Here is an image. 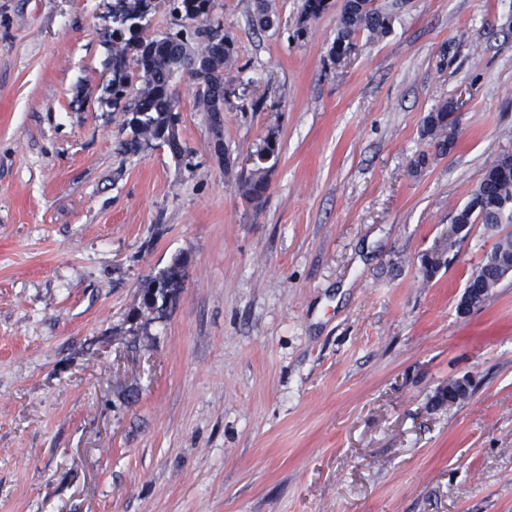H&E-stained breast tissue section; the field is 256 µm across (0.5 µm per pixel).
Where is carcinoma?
Wrapping results in <instances>:
<instances>
[{
  "label": "carcinoma",
  "instance_id": "1",
  "mask_svg": "<svg viewBox=\"0 0 512 512\" xmlns=\"http://www.w3.org/2000/svg\"><path fill=\"white\" fill-rule=\"evenodd\" d=\"M169 2L172 13L188 26L175 34L143 38L140 36L142 25L138 23L143 13L123 11L119 15V23L128 26L131 37L125 40V45L117 46L115 58L125 62L127 47H134L137 50L135 64L142 78L135 116L131 121L133 138L127 142L129 149H138L143 140L166 138L169 149L180 155L183 148L175 134L173 75L180 67L193 61L203 63L200 71L192 73V76L203 77L206 93L197 96L196 104L200 111L209 112L213 96L219 92L224 80L231 77L238 63L233 39L224 33L221 23L213 22L210 17L213 0ZM252 12L259 28L273 27L271 0H252ZM397 12V0L372 6L367 4V0H344L331 47L333 56L338 60L349 56L356 48L355 40L362 33L371 38L391 33ZM454 112L453 102L447 101L436 106L424 118V131L440 155L447 154L448 146L453 144L448 136V117ZM254 157L250 176L239 183L238 189L246 198L259 201L269 189V173L278 159L275 138H265ZM456 215L459 224H512V157L509 154H502L487 167L480 184ZM183 266L184 261L177 257L171 266L143 281L141 298L157 296L158 306L154 312H162L167 294L180 288Z\"/></svg>",
  "mask_w": 512,
  "mask_h": 512
}]
</instances>
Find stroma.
I'll return each mask as SVG.
<instances>
[{
    "label": "stroma",
    "instance_id": "35a3bbf8",
    "mask_svg": "<svg viewBox=\"0 0 512 512\" xmlns=\"http://www.w3.org/2000/svg\"><path fill=\"white\" fill-rule=\"evenodd\" d=\"M248 2L213 3L241 68L220 126L175 81L177 157L126 148L118 0H0V512H512V278L459 313L481 224L423 268L512 152V0H408L340 62L342 0H273L265 32ZM456 98L440 156L424 117ZM255 157L247 161L253 164L250 176L238 185V189L250 200H261L269 189V173L278 159V147L271 135L263 140V144L253 154ZM184 261L181 257L173 260L172 265L161 270L154 276H148L141 285V303L150 295L156 294V303L153 314L161 313L166 303L168 293L174 294L182 283ZM152 314V315H153Z\"/></svg>",
    "mask_w": 512,
    "mask_h": 512
}]
</instances>
